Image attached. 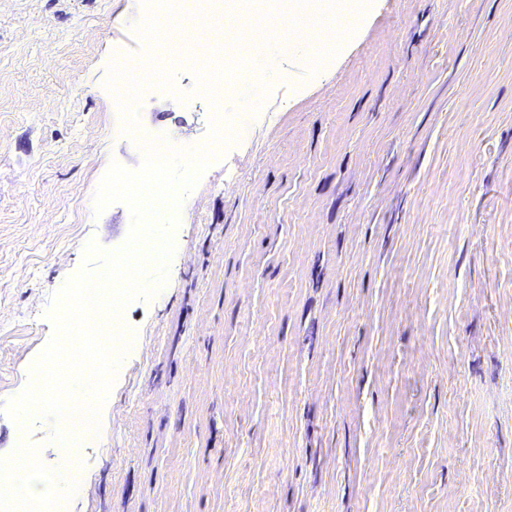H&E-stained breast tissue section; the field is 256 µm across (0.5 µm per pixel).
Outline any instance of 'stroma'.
<instances>
[{
	"label": "stroma",
	"mask_w": 512,
	"mask_h": 512,
	"mask_svg": "<svg viewBox=\"0 0 512 512\" xmlns=\"http://www.w3.org/2000/svg\"><path fill=\"white\" fill-rule=\"evenodd\" d=\"M215 88L236 139L174 232L168 281L123 308L133 342L64 490L66 512H512V0H363L339 48L295 45ZM143 0H0V448L56 469L59 422L5 410L55 334L52 297L140 135L204 144L210 98ZM159 61L132 108L112 55Z\"/></svg>",
	"instance_id": "stroma-1"
}]
</instances>
